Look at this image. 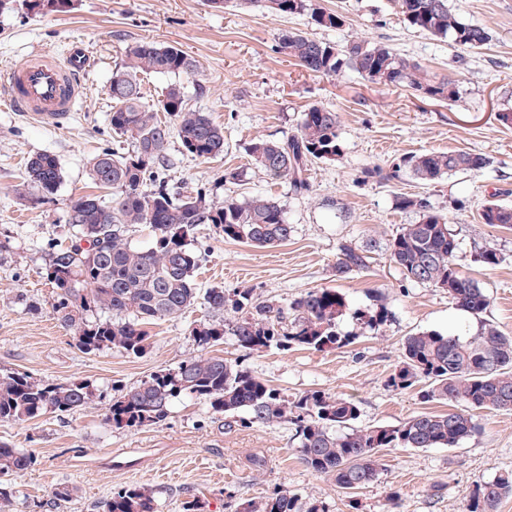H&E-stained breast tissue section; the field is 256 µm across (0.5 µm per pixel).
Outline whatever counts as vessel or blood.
Listing matches in <instances>:
<instances>
[{"label": "vessel or blood", "mask_w": 512, "mask_h": 512, "mask_svg": "<svg viewBox=\"0 0 512 512\" xmlns=\"http://www.w3.org/2000/svg\"><path fill=\"white\" fill-rule=\"evenodd\" d=\"M95 60L81 43H71L65 56L37 48L11 61L0 107L58 127L82 104L84 78Z\"/></svg>", "instance_id": "obj_1"}]
</instances>
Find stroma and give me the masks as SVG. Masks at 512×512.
I'll return each mask as SVG.
<instances>
[{
  "instance_id": "stroma-1",
  "label": "stroma",
  "mask_w": 512,
  "mask_h": 512,
  "mask_svg": "<svg viewBox=\"0 0 512 512\" xmlns=\"http://www.w3.org/2000/svg\"><path fill=\"white\" fill-rule=\"evenodd\" d=\"M315 2L342 14L344 26L319 28L304 16L258 8L215 9L208 0H75L63 14H39L12 0L0 9V82L7 78L2 63L36 46L62 53L80 38L96 58L87 101L64 127L0 110V241L9 243L0 250V369L51 383L82 381L97 393L91 404L63 416L0 420V443L37 458L27 472L8 477L13 497L5 512H103L113 489L127 485L152 490L157 512H183L188 501L200 504L201 512H232L227 493L239 502L258 501L281 486L300 500H322L329 512H464L474 484L512 471V412L474 411L476 433L454 448L385 450L378 481L359 492L355 509L333 480L306 468L290 424L231 425L204 401L183 397L159 424L112 427L105 414L113 398L154 372L200 355L189 330L208 319L209 310L197 303L178 317L156 321L150 346L139 356L83 353L53 310L55 290L45 267L52 252L73 238L66 222L70 202L95 192L107 203L113 197L112 190L96 189L89 171L90 159L115 145L107 93L112 72L128 46L151 41L182 49L199 69L192 76H144L146 104L179 83L188 108L222 125L226 143L223 156L201 161L171 141L170 187L188 195L204 186L217 202L270 197L293 228L287 242L257 247L224 241L213 225H198L200 288H250L285 305L305 290L336 288L350 310L339 324L345 334L356 329L352 312L372 309L375 293H383L392 312L379 330L340 349L274 348L247 357L227 339L210 355L242 362L291 399L316 390L354 397L357 423L364 427L444 409L423 402L417 390L387 387L406 336L437 331L468 337L483 321L512 336V229L479 218L489 195L512 205V125L500 120L501 113L512 112V0H448L463 21L491 35L472 50L407 26L394 0ZM285 31L339 46L354 36L386 45L432 73L452 74L460 95L434 100L405 87L379 91L349 70L333 77L311 73L277 52V37ZM312 105L337 112L343 152L336 160L314 162L309 188L299 194L256 168L246 148L258 138L291 135ZM448 150L483 154L488 164L430 185L409 175L376 184L363 175L366 167L403 155ZM36 153L55 155L63 173L55 195L40 202L22 195L25 164ZM403 194L425 197L446 215L459 243L457 263L490 298L482 318L459 310L446 291L402 281L381 249L367 269L335 278L342 244L382 242L416 221L415 212L396 204ZM488 245L501 257L493 268L473 261L475 250ZM256 456L264 459L263 467L252 466Z\"/></svg>"
}]
</instances>
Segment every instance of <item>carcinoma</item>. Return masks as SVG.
I'll return each instance as SVG.
<instances>
[{
    "instance_id": "cac0c4a2",
    "label": "carcinoma",
    "mask_w": 512,
    "mask_h": 512,
    "mask_svg": "<svg viewBox=\"0 0 512 512\" xmlns=\"http://www.w3.org/2000/svg\"><path fill=\"white\" fill-rule=\"evenodd\" d=\"M48 9L40 0L29 7L41 13H66L72 0H52ZM278 15L307 16L311 24L339 29L342 16L313 0H245ZM400 13L412 27L461 49L485 45L489 32L467 24L448 7V0H397ZM279 53L306 70L335 76L351 70L381 88L407 87L432 98L458 96L453 76L430 74L414 57L403 56L381 44L352 37L339 47L302 32L285 31L278 37ZM197 61L174 46L137 42L126 50L124 64L112 73L108 95L112 100V133L130 142L127 151L104 150L91 162L95 184L115 190L112 205L96 195L72 201L66 223L75 239L54 251L45 276L56 289L53 305L58 319L74 330L78 348L87 353L115 350L141 355L148 347L146 327L156 320L175 318L203 300L220 320L196 324L190 336L207 350L228 336L249 355L271 348L303 347L324 351L343 348L357 337L386 324L391 311L382 299L368 311L353 312L357 331L338 330L347 302L337 288H311L283 307L261 301L251 288H210L200 292L195 280L199 256L192 243L199 224H211L229 241L266 247L288 241L293 229L274 199L256 196L245 202L209 199V189L180 195L168 187L164 171L171 138L182 150L200 160L224 154V127L208 115L186 108L180 85L169 84L147 106L142 91L143 74L193 75ZM164 112L168 121L158 117ZM336 112L313 105L303 112L297 131L283 140L257 139L247 146L254 165L267 175L288 182L301 193L308 190L309 166L314 160L332 161L342 153ZM487 165L480 153L424 152L402 156L386 165L364 169V178L387 184L405 172L432 184L461 171H478ZM62 181L56 156L38 153L26 164V189L36 201L54 195ZM150 185L152 189L145 190ZM397 205L418 214L384 244L373 240L345 244L334 266L338 279L367 268L370 254L379 248L389 253L407 282L448 291L455 305L478 318L490 299L474 280L464 276L455 262L458 242L445 217L421 196L403 195ZM482 223L512 227V207L489 200L481 207ZM148 224L154 244L131 247L127 227ZM473 262L487 268L500 263L493 246H484ZM102 313L93 320L87 315ZM387 387L394 391L421 386L423 402H448L459 406L448 412L415 415L394 426L355 425L359 407L352 398L322 391L304 393L292 400L267 380L240 364L219 356H199L177 367L150 375L112 401L105 417L115 428L138 429L166 419L174 401L190 396L205 401L217 414L240 416L244 427L288 422L294 426L298 451L309 470L329 476L350 495L378 480L381 451L386 448H454L475 433L468 410L512 411V336L482 325L467 340L435 331L406 337L401 362L390 373ZM96 397L86 382L56 384L0 369V419L25 422L46 414L69 413ZM37 462L20 448L0 444V477L18 475ZM512 493V473L474 484L466 495V512H495L501 497ZM104 512H156L153 496L141 487L124 486L112 492ZM235 512H327L317 499L306 503L279 488L256 503L238 504Z\"/></svg>"
}]
</instances>
